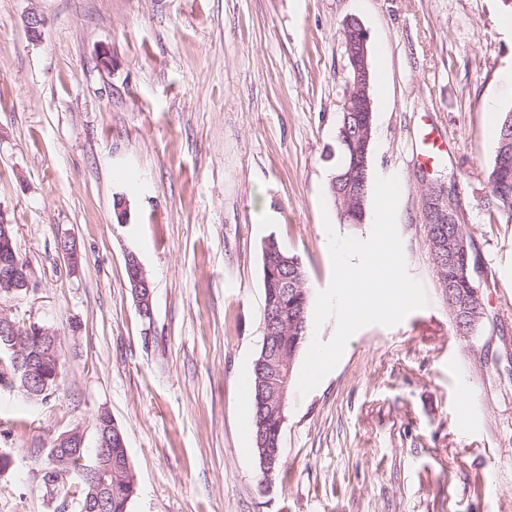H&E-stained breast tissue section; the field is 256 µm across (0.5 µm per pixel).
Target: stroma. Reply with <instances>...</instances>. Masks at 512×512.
Instances as JSON below:
<instances>
[{
    "mask_svg": "<svg viewBox=\"0 0 512 512\" xmlns=\"http://www.w3.org/2000/svg\"><path fill=\"white\" fill-rule=\"evenodd\" d=\"M506 14L502 0H0V210L32 270L5 310L55 329L64 363L47 402L0 386L14 460L0 512H53L48 452L74 428L94 448L103 409L125 432L129 512H512V223L487 211L486 135L487 104L512 108ZM351 18L377 77L370 173L399 180L397 230L428 305L360 329L315 389L291 390L283 470L264 486L240 407L263 336L261 246L275 236L312 292L329 285L322 216L336 209L319 199ZM422 153L477 258L486 319L470 338L429 251ZM130 252L152 280L149 326Z\"/></svg>",
    "mask_w": 512,
    "mask_h": 512,
    "instance_id": "1",
    "label": "stroma"
}]
</instances>
